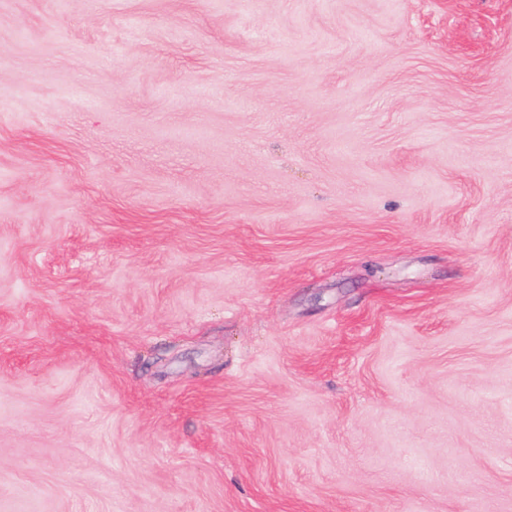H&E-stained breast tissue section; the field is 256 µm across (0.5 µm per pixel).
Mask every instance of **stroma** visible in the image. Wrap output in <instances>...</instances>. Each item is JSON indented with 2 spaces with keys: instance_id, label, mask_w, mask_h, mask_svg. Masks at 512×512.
I'll return each instance as SVG.
<instances>
[{
  "instance_id": "stroma-1",
  "label": "stroma",
  "mask_w": 512,
  "mask_h": 512,
  "mask_svg": "<svg viewBox=\"0 0 512 512\" xmlns=\"http://www.w3.org/2000/svg\"><path fill=\"white\" fill-rule=\"evenodd\" d=\"M0 512H512V0H0Z\"/></svg>"
}]
</instances>
